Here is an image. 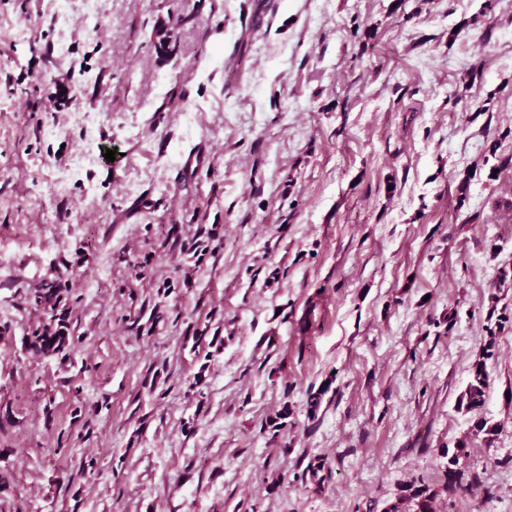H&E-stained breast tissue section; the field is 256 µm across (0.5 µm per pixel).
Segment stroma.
Wrapping results in <instances>:
<instances>
[{
  "mask_svg": "<svg viewBox=\"0 0 512 512\" xmlns=\"http://www.w3.org/2000/svg\"><path fill=\"white\" fill-rule=\"evenodd\" d=\"M416 479L512 512V0H0V512H387ZM486 332L482 356L471 366L466 387L457 398L458 410L465 413H476L480 410L485 405L487 391L490 388V372L486 360L493 356L496 332L490 325L486 326ZM453 448L451 456H449L448 448V464L445 471L447 475L445 482L446 490L449 496L456 495L459 491L468 488H478L482 485L480 473L460 466V460L470 452L468 438H459L455 441Z\"/></svg>",
  "mask_w": 512,
  "mask_h": 512,
  "instance_id": "35a3bbf8",
  "label": "stroma"
}]
</instances>
